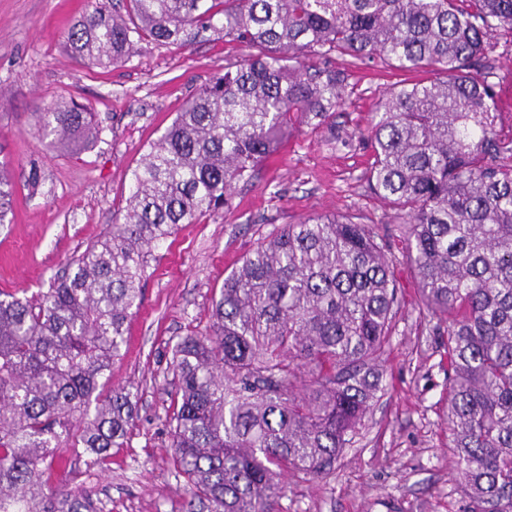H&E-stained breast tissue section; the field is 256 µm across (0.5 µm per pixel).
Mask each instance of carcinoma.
Returning <instances> with one entry per match:
<instances>
[{"label": "carcinoma", "mask_w": 512, "mask_h": 512, "mask_svg": "<svg viewBox=\"0 0 512 512\" xmlns=\"http://www.w3.org/2000/svg\"><path fill=\"white\" fill-rule=\"evenodd\" d=\"M214 33L253 53L213 76L132 171L121 217L34 299L0 298V512H97L54 464L99 465L135 418L110 384L153 249L229 205L305 127L334 141L352 67L427 69L386 91L368 184L404 224L427 311L446 324L447 418L462 512H512V113L492 41L512 43V0H126L67 33L74 60L107 69L136 43ZM75 153L102 129L79 103L39 109ZM14 185L0 165V224ZM391 239L347 216L288 224L224 277L204 335L171 348V466L185 512H275L288 473L324 478L384 391L399 311Z\"/></svg>", "instance_id": "1"}]
</instances>
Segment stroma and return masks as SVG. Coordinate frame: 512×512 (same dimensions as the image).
I'll return each mask as SVG.
<instances>
[{"mask_svg": "<svg viewBox=\"0 0 512 512\" xmlns=\"http://www.w3.org/2000/svg\"><path fill=\"white\" fill-rule=\"evenodd\" d=\"M95 0H0V162L14 183L12 223L0 224V292L35 296L51 277L109 228L124 208L132 170L183 103L248 48L223 34L191 46L137 44L126 63L88 69L65 49L73 21ZM351 96L336 112L349 145L303 128L237 185L229 207L180 225L153 251L139 310L112 363L113 387L129 388L137 415L123 447L101 466L73 459L65 479L89 488L101 512H183L184 482L168 463L174 403L170 349L206 332L211 299L225 276L268 235L318 214L351 217L402 235L393 208L370 193L365 136L379 97L426 71L363 66L349 71ZM76 100L97 112L102 133L73 154L43 136L37 109ZM44 181L26 183L30 162ZM390 258L401 312L385 355V391L366 415L333 475L286 476L278 512H458L460 482L449 448L443 324L423 308L415 272L401 247Z\"/></svg>", "mask_w": 512, "mask_h": 512, "instance_id": "obj_1", "label": "stroma"}]
</instances>
